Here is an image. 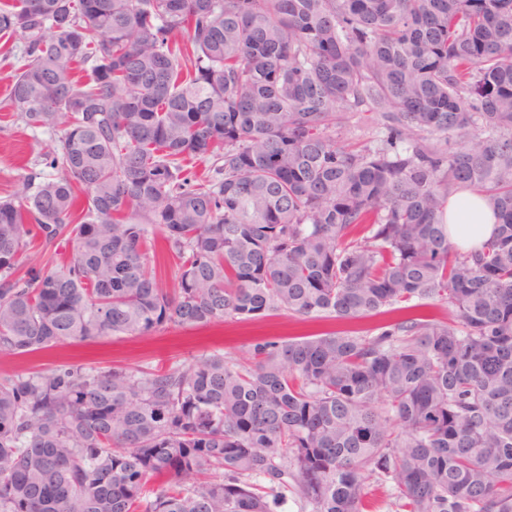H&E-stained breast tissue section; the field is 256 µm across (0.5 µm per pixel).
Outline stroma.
Returning a JSON list of instances; mask_svg holds the SVG:
<instances>
[{"label":"stroma","mask_w":512,"mask_h":512,"mask_svg":"<svg viewBox=\"0 0 512 512\" xmlns=\"http://www.w3.org/2000/svg\"><path fill=\"white\" fill-rule=\"evenodd\" d=\"M19 38L0 39V198L13 195L30 172L41 171L42 155L55 145L54 132L27 128L5 108L11 77L21 53ZM386 315L352 322L334 319L305 320L287 312H276L258 320L216 322L198 328L168 325L144 336H109L82 343L64 342L50 350L24 356L0 353V374L37 371L62 364L100 369L115 366L130 369L188 364L194 356L220 353L242 357L246 345L255 338H297L331 332H375Z\"/></svg>","instance_id":"35a3bbf8"}]
</instances>
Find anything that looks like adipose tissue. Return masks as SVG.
<instances>
[{
	"label": "adipose tissue",
	"instance_id": "ef3b65f1",
	"mask_svg": "<svg viewBox=\"0 0 512 512\" xmlns=\"http://www.w3.org/2000/svg\"><path fill=\"white\" fill-rule=\"evenodd\" d=\"M496 219L475 193L461 191L448 200V238L470 251L492 236Z\"/></svg>",
	"mask_w": 512,
	"mask_h": 512
}]
</instances>
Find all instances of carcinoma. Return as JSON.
Listing matches in <instances>:
<instances>
[{"instance_id": "cac0c4a2", "label": "carcinoma", "mask_w": 512, "mask_h": 512, "mask_svg": "<svg viewBox=\"0 0 512 512\" xmlns=\"http://www.w3.org/2000/svg\"><path fill=\"white\" fill-rule=\"evenodd\" d=\"M1 34L6 107L61 131V175L0 200V352L281 310L455 322L1 377L0 512H361L370 480L395 512H512V0H14ZM364 107L383 137L337 145ZM462 189L497 217L468 252ZM496 218L481 198L470 191H460L448 198V238L461 251H470L492 236Z\"/></svg>"}]
</instances>
